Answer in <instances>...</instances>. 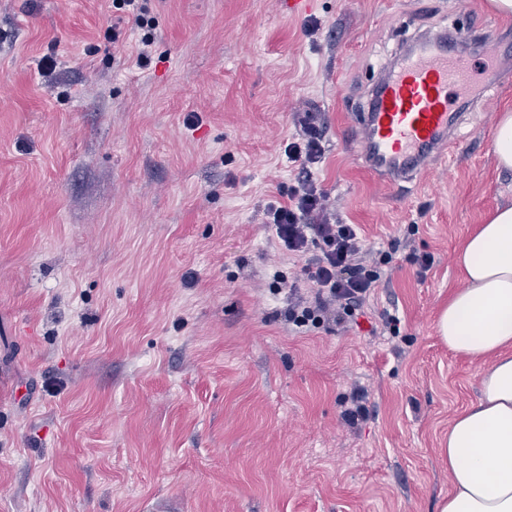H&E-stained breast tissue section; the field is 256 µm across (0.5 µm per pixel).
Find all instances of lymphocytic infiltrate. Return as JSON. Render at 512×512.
Wrapping results in <instances>:
<instances>
[{
  "label": "lymphocytic infiltrate",
  "mask_w": 512,
  "mask_h": 512,
  "mask_svg": "<svg viewBox=\"0 0 512 512\" xmlns=\"http://www.w3.org/2000/svg\"><path fill=\"white\" fill-rule=\"evenodd\" d=\"M292 125L285 154L298 171L285 202L268 206L266 222L282 248L302 259L299 279L311 296L289 303L285 318L299 330L345 324L356 319L378 287L382 268L392 262L397 248L372 250L358 225L336 221L329 196L313 174L325 155L320 116L296 112Z\"/></svg>",
  "instance_id": "lymphocytic-infiltrate-1"
}]
</instances>
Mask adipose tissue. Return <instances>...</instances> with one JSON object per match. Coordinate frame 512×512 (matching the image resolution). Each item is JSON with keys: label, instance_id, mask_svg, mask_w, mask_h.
Segmentation results:
<instances>
[{"label": "adipose tissue", "instance_id": "ef3b65f1", "mask_svg": "<svg viewBox=\"0 0 512 512\" xmlns=\"http://www.w3.org/2000/svg\"><path fill=\"white\" fill-rule=\"evenodd\" d=\"M463 288L442 310L438 333L482 364L476 402L455 416L441 448L448 495L438 512H512V204L498 208L458 247Z\"/></svg>", "mask_w": 512, "mask_h": 512}]
</instances>
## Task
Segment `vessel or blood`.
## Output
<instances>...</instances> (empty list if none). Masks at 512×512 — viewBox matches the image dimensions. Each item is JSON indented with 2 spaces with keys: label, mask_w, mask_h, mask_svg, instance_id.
I'll list each match as a JSON object with an SVG mask.
<instances>
[{
  "label": "vessel or blood",
  "mask_w": 512,
  "mask_h": 512,
  "mask_svg": "<svg viewBox=\"0 0 512 512\" xmlns=\"http://www.w3.org/2000/svg\"><path fill=\"white\" fill-rule=\"evenodd\" d=\"M471 37L463 29L422 37L385 70L351 135L358 161L379 181L396 186L422 180L432 161L459 144L471 71L458 48Z\"/></svg>",
  "instance_id": "b4317fda"
}]
</instances>
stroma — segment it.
I'll return each instance as SVG.
<instances>
[{
  "instance_id": "stroma-1",
  "label": "stroma",
  "mask_w": 512,
  "mask_h": 512,
  "mask_svg": "<svg viewBox=\"0 0 512 512\" xmlns=\"http://www.w3.org/2000/svg\"><path fill=\"white\" fill-rule=\"evenodd\" d=\"M0 0V512H437L439 448L480 390L440 312L454 253L512 172L493 153L512 54L480 74L455 156L392 188L348 135L401 39L504 28L487 0ZM320 30L309 35L307 23ZM54 62L52 77L41 59ZM320 113L315 177L395 256L357 324L288 326L301 259L264 222L295 176L291 114ZM400 333H374L382 315ZM368 392L358 429L342 420ZM141 0H113L112 6L118 10L124 9L132 23L137 28H152L151 19L147 18Z\"/></svg>"
}]
</instances>
